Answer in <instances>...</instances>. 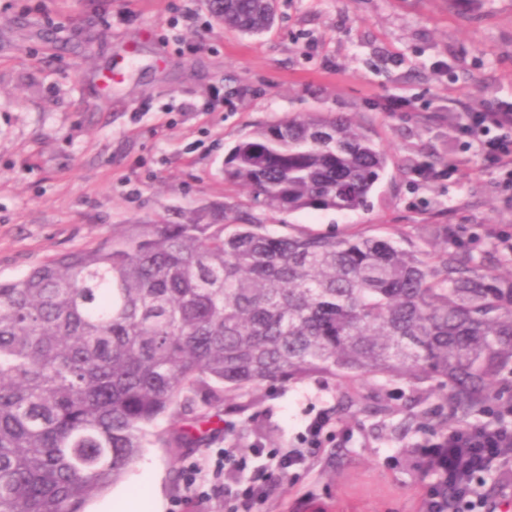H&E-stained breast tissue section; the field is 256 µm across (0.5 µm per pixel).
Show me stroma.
Segmentation results:
<instances>
[{
	"label": "stroma",
	"mask_w": 512,
	"mask_h": 512,
	"mask_svg": "<svg viewBox=\"0 0 512 512\" xmlns=\"http://www.w3.org/2000/svg\"><path fill=\"white\" fill-rule=\"evenodd\" d=\"M260 35L219 27L207 0H0V281L110 236L135 220H175L230 198L224 160L256 127L297 113L350 114L394 163L352 212L257 211L271 231L389 232L422 241L452 230L464 254L512 272L499 237L512 235V194L498 172L461 152L448 104L512 102V0H276ZM410 100L386 112L383 100ZM340 388L291 382L255 412L225 400L233 430L198 448L157 441L142 460L158 473L163 512H232L251 470L203 476L186 500L179 468L228 448H298L310 420L332 415L306 465L270 474L259 512H419L428 493L395 462L405 443L374 419L336 411Z\"/></svg>",
	"instance_id": "obj_1"
}]
</instances>
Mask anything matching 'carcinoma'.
<instances>
[{"label":"carcinoma","instance_id":"1","mask_svg":"<svg viewBox=\"0 0 512 512\" xmlns=\"http://www.w3.org/2000/svg\"><path fill=\"white\" fill-rule=\"evenodd\" d=\"M272 0H207L229 30L259 34ZM391 162L348 117L289 116L241 139L224 183L270 213L355 211ZM393 235H275L209 200L173 223L137 221L0 282V512H84L144 448L145 428L177 408L159 438L198 448L195 423L224 397L322 377L345 387L352 417L389 409L351 392L405 380L416 408L405 438L474 431L512 413V274L448 240ZM472 448L414 441L398 463L434 512H458L512 462L476 468Z\"/></svg>","mask_w":512,"mask_h":512}]
</instances>
